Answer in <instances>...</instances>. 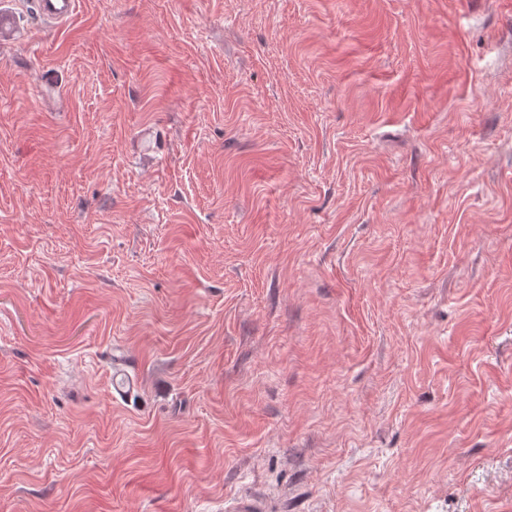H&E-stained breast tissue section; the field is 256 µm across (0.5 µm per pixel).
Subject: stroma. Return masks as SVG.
Instances as JSON below:
<instances>
[{
	"instance_id": "35a3bbf8",
	"label": "stroma",
	"mask_w": 512,
	"mask_h": 512,
	"mask_svg": "<svg viewBox=\"0 0 512 512\" xmlns=\"http://www.w3.org/2000/svg\"><path fill=\"white\" fill-rule=\"evenodd\" d=\"M2 6L0 512H512V0ZM78 0H36L37 15L46 28L68 24L76 14Z\"/></svg>"
}]
</instances>
